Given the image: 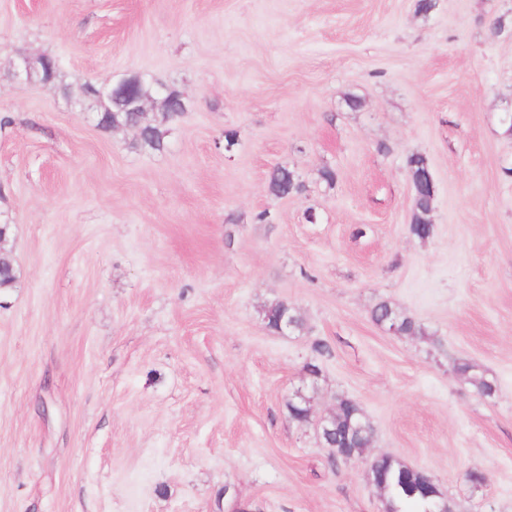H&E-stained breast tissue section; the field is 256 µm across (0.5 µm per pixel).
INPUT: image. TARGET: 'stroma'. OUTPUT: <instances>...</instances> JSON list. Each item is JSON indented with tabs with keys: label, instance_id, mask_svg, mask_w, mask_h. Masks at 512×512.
Segmentation results:
<instances>
[{
	"label": "stroma",
	"instance_id": "stroma-1",
	"mask_svg": "<svg viewBox=\"0 0 512 512\" xmlns=\"http://www.w3.org/2000/svg\"><path fill=\"white\" fill-rule=\"evenodd\" d=\"M434 2L0 0V512H382L366 458L330 464L288 417L318 339L317 413L356 400L369 456L512 512V0ZM23 56L61 83L10 79ZM128 72L184 98L164 151L82 96ZM277 166L302 194L270 193ZM276 299L300 334L268 331ZM383 299L424 335L375 324ZM406 166L413 185L429 184L433 181L429 163L425 156L413 153L407 157ZM414 216L409 225L410 233L418 238L425 239L433 233L431 213L433 203L429 192H420L417 196L414 188ZM263 320L273 334H277L281 324H288L289 333H299L304 328L301 314L287 302L273 301L263 308Z\"/></svg>",
	"mask_w": 512,
	"mask_h": 512
}]
</instances>
